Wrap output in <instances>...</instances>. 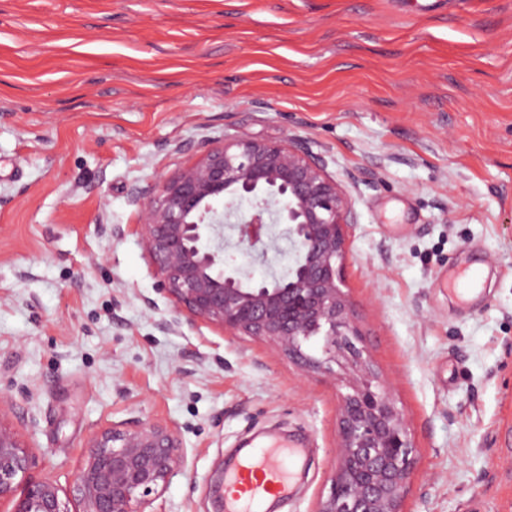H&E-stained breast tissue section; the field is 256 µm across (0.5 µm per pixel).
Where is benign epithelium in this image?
<instances>
[{
  "label": "benign epithelium",
  "instance_id": "benign-epithelium-1",
  "mask_svg": "<svg viewBox=\"0 0 512 512\" xmlns=\"http://www.w3.org/2000/svg\"><path fill=\"white\" fill-rule=\"evenodd\" d=\"M144 249L176 315L172 332L198 320L231 336L272 344L306 373L340 382L339 440L327 495L315 512H403L416 458L407 423L374 370L357 311L343 291L350 197L297 135L261 140L242 130L171 176L135 185ZM247 202L251 212L238 216ZM282 225L284 229L276 231ZM286 238L296 253L285 274L254 278L224 251L266 260ZM68 487L46 480L16 496L34 459L0 423V505L10 512H145L184 465L174 426L137 420L103 426L86 444ZM208 512H224V466L209 477Z\"/></svg>",
  "mask_w": 512,
  "mask_h": 512
}]
</instances>
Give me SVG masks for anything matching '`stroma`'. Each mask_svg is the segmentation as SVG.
<instances>
[{
	"mask_svg": "<svg viewBox=\"0 0 512 512\" xmlns=\"http://www.w3.org/2000/svg\"><path fill=\"white\" fill-rule=\"evenodd\" d=\"M242 129L300 136L348 191L344 290L415 446L404 512H512V0H0V422L28 482L160 419L185 463L147 512H205L216 465L291 436L308 463L274 512L327 493L335 380L166 330L129 202ZM474 262L464 305L446 284Z\"/></svg>",
	"mask_w": 512,
	"mask_h": 512,
	"instance_id": "1",
	"label": "stroma"
}]
</instances>
